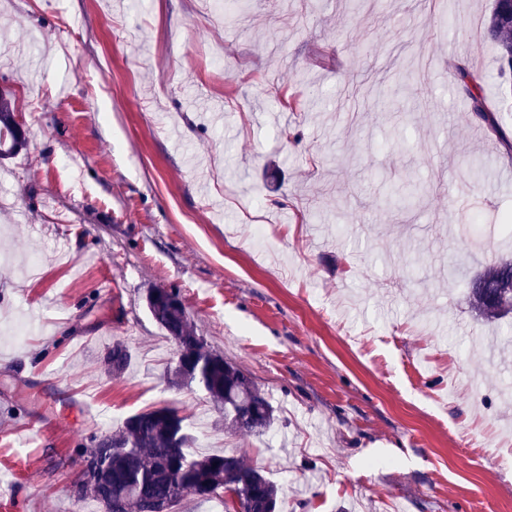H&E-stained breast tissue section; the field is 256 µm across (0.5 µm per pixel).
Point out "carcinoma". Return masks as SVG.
Here are the masks:
<instances>
[{
	"label": "carcinoma",
	"instance_id": "obj_1",
	"mask_svg": "<svg viewBox=\"0 0 512 512\" xmlns=\"http://www.w3.org/2000/svg\"><path fill=\"white\" fill-rule=\"evenodd\" d=\"M486 35L497 48L500 72L512 70V3L493 0L486 22ZM457 84L471 99L472 110L512 153V140L502 130L497 116L486 105L469 64H454ZM25 147L14 121L11 99L0 92V159ZM469 296L476 313L496 320L512 313V258L500 259L492 267L470 278ZM155 321L174 343V364L167 370L174 387L196 386L224 409V429L259 438L277 420L267 396L224 356L207 348L183 309L150 310ZM131 354L122 341L112 343L103 358L105 369L125 372ZM192 438L184 417L169 407L136 413L123 426L85 449L74 493L77 500L92 499L103 512H152L164 504L168 512L188 496L201 503L224 499L225 487L235 486L237 512H282L279 487L258 467L243 459L213 453L193 455Z\"/></svg>",
	"mask_w": 512,
	"mask_h": 512
}]
</instances>
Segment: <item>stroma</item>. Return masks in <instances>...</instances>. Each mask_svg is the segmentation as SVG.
I'll return each mask as SVG.
<instances>
[{
	"mask_svg": "<svg viewBox=\"0 0 512 512\" xmlns=\"http://www.w3.org/2000/svg\"><path fill=\"white\" fill-rule=\"evenodd\" d=\"M490 9L249 0L229 24L215 0H0L27 130L0 159V512H100L73 497L80 449L164 405L284 512H512V345L489 362L499 326L467 299L503 254L512 163L449 64L512 138ZM157 287L270 397L266 435L169 387ZM457 84L461 90L471 99L472 110L479 118L478 120L485 125L486 130L493 134L512 155L511 140L502 130L495 112H492L486 105L485 99L481 93L480 87L475 80L474 72L466 61H460L454 64ZM130 361L131 354L127 346L119 340L112 343V348L108 350L103 358L105 369L112 375L124 373Z\"/></svg>",
	"mask_w": 512,
	"mask_h": 512,
	"instance_id": "1",
	"label": "stroma"
}]
</instances>
